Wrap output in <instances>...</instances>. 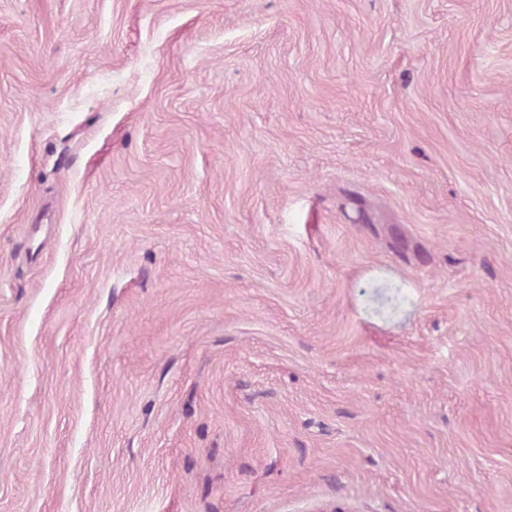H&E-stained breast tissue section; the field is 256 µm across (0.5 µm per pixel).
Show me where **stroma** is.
Returning a JSON list of instances; mask_svg holds the SVG:
<instances>
[{"instance_id":"obj_1","label":"stroma","mask_w":512,"mask_h":512,"mask_svg":"<svg viewBox=\"0 0 512 512\" xmlns=\"http://www.w3.org/2000/svg\"><path fill=\"white\" fill-rule=\"evenodd\" d=\"M512 512V0H0V512Z\"/></svg>"}]
</instances>
